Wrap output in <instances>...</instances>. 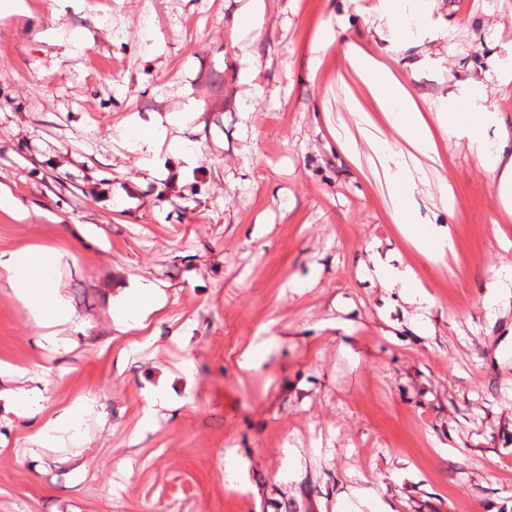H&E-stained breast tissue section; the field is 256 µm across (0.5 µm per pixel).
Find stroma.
<instances>
[{
  "instance_id": "obj_1",
  "label": "stroma",
  "mask_w": 512,
  "mask_h": 512,
  "mask_svg": "<svg viewBox=\"0 0 512 512\" xmlns=\"http://www.w3.org/2000/svg\"><path fill=\"white\" fill-rule=\"evenodd\" d=\"M264 3L249 61L247 0L0 16V184L24 205L0 210V251L57 254L83 321L45 349L0 288V388L89 407L47 444L0 411V512H512V296L485 304L512 269V212L465 144L442 143L453 202L433 184L413 201L454 247H412L331 134L353 128L346 60L309 65L332 28L419 102L479 84L502 118L489 141L512 142V0H431L405 47L371 26L379 0ZM191 100L193 162L165 149L145 170L118 128ZM377 258L415 282L383 287ZM138 277L164 305L123 332L112 301Z\"/></svg>"
}]
</instances>
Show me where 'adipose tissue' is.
<instances>
[{"mask_svg":"<svg viewBox=\"0 0 512 512\" xmlns=\"http://www.w3.org/2000/svg\"><path fill=\"white\" fill-rule=\"evenodd\" d=\"M336 52L345 58L352 72L368 91L367 98L351 97L347 109L358 127L368 138L382 181L393 204L391 219L399 224L404 237L413 245L432 238L438 251L452 247L446 228H438L421 220L406 196L425 179V172L415 166L416 157L439 162L441 142L455 139L466 141L472 155L490 174L504 208H512V148L492 144L485 136L487 127L498 124L499 114L486 103L483 93L460 89L449 91L428 107H419L409 87L381 56L369 52L354 41L338 44ZM467 113L464 122L449 121L450 109ZM198 115L196 103L185 111L166 116L165 120L145 125L132 123L120 133L145 167H152L168 126L193 121ZM57 263L55 255L35 249L0 252V286L9 288L22 303L28 315L47 327L44 342L57 346L54 329L59 325L77 328L75 320L58 290L52 273ZM158 287L146 278L130 283L115 301L117 322L123 329L143 328L145 320L157 308ZM7 406L21 410L35 429V437L48 441L52 432H67L81 421L85 407L76 402L43 418L42 396L33 391L17 389L5 395Z\"/></svg>","mask_w":512,"mask_h":512,"instance_id":"obj_1","label":"adipose tissue"}]
</instances>
